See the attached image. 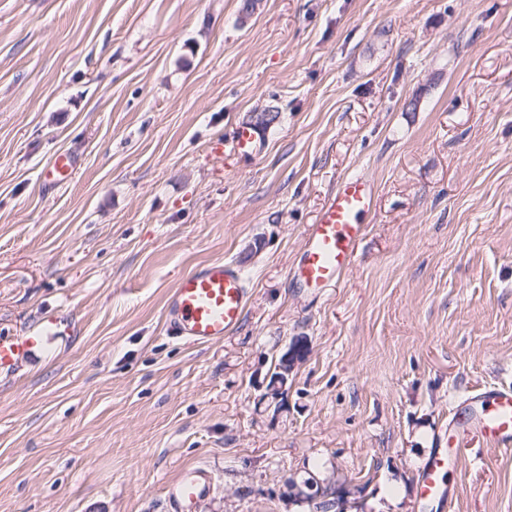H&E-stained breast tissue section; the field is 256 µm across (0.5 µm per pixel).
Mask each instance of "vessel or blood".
<instances>
[{"mask_svg":"<svg viewBox=\"0 0 512 512\" xmlns=\"http://www.w3.org/2000/svg\"><path fill=\"white\" fill-rule=\"evenodd\" d=\"M262 134L249 126L237 127L232 150L248 156ZM72 151L54 156L45 176L50 184L68 182L79 166ZM375 185L362 176L344 178L329 194L304 240L291 269L301 286L323 292L336 287L352 264L366 234L374 210ZM249 296L242 268L228 260H214L186 273L173 289L164 311V326L173 338L195 344H214L237 327ZM41 342L37 336L0 335V369L12 368ZM457 431L443 447L435 449L420 472L419 495L423 501L445 498L444 475L456 457L460 435L508 450L512 448V388L490 387L471 395L459 411ZM212 474L196 467L169 486L167 497L172 512H186L209 494Z\"/></svg>","mask_w":512,"mask_h":512,"instance_id":"obj_1","label":"vessel or blood"}]
</instances>
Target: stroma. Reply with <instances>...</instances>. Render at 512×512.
I'll return each mask as SVG.
<instances>
[{"mask_svg":"<svg viewBox=\"0 0 512 512\" xmlns=\"http://www.w3.org/2000/svg\"><path fill=\"white\" fill-rule=\"evenodd\" d=\"M0 0V512H512V451L468 443L452 503L418 473L453 408L512 386V0ZM274 109L254 155L217 140ZM81 163L47 184L58 150ZM376 187L338 288L289 270L327 195ZM249 278L241 324L164 331L180 277ZM281 411L262 395L295 338ZM50 332L40 328L38 336L0 335V369L12 368L28 352L42 342ZM212 480V473L203 467L188 470L179 481L168 487L170 510L185 512L193 503L209 494Z\"/></svg>","mask_w":512,"mask_h":512,"instance_id":"obj_1","label":"stroma"}]
</instances>
